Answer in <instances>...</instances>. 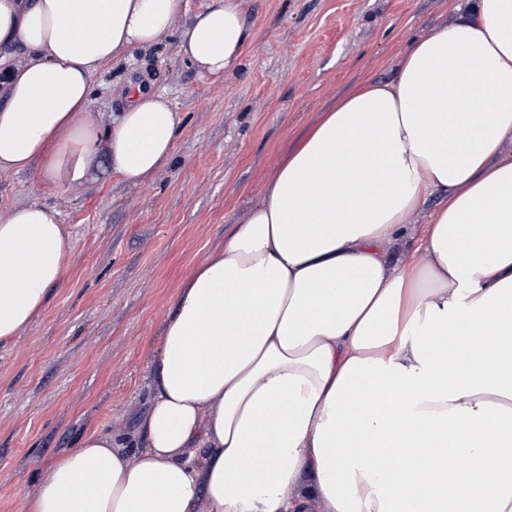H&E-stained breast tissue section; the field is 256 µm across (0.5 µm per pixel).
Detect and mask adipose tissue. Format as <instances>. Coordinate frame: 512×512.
<instances>
[{
    "label": "adipose tissue",
    "instance_id": "obj_1",
    "mask_svg": "<svg viewBox=\"0 0 512 512\" xmlns=\"http://www.w3.org/2000/svg\"><path fill=\"white\" fill-rule=\"evenodd\" d=\"M0 0V172L81 185L174 154L160 93L96 122L91 77L169 32L234 70L242 0ZM426 212L418 257L391 260ZM54 208L0 216V342L61 286ZM145 442L83 435L29 512H512V0H463L280 161L162 326Z\"/></svg>",
    "mask_w": 512,
    "mask_h": 512
}]
</instances>
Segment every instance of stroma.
I'll return each mask as SVG.
<instances>
[{
  "label": "stroma",
  "mask_w": 512,
  "mask_h": 512,
  "mask_svg": "<svg viewBox=\"0 0 512 512\" xmlns=\"http://www.w3.org/2000/svg\"><path fill=\"white\" fill-rule=\"evenodd\" d=\"M459 0H244L240 65L204 78L169 33L92 78L109 121L129 81L181 113L172 160L131 182L99 162L59 186L39 168L0 173V215L56 208L72 244L62 286L20 336L0 343V512H26L41 474L78 438L143 440L162 325L183 280L224 246L282 157L367 79L391 80L410 42L452 22Z\"/></svg>",
  "instance_id": "stroma-1"
}]
</instances>
